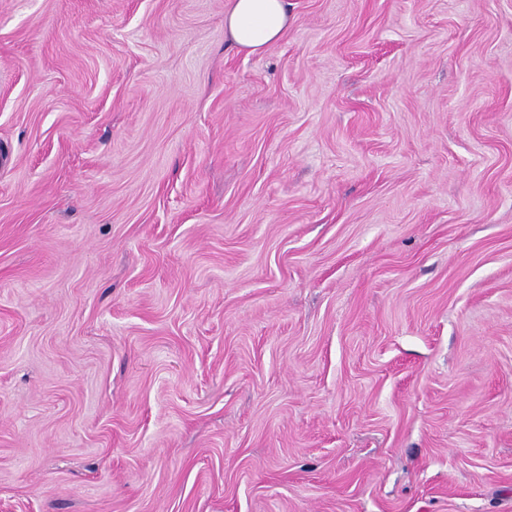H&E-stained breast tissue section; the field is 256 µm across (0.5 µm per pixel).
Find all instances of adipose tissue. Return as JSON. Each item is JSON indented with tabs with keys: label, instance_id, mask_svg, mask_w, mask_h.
<instances>
[{
	"label": "adipose tissue",
	"instance_id": "ef3b65f1",
	"mask_svg": "<svg viewBox=\"0 0 512 512\" xmlns=\"http://www.w3.org/2000/svg\"><path fill=\"white\" fill-rule=\"evenodd\" d=\"M291 23L288 0H231L224 32L237 47L260 54L277 44Z\"/></svg>",
	"mask_w": 512,
	"mask_h": 512
}]
</instances>
